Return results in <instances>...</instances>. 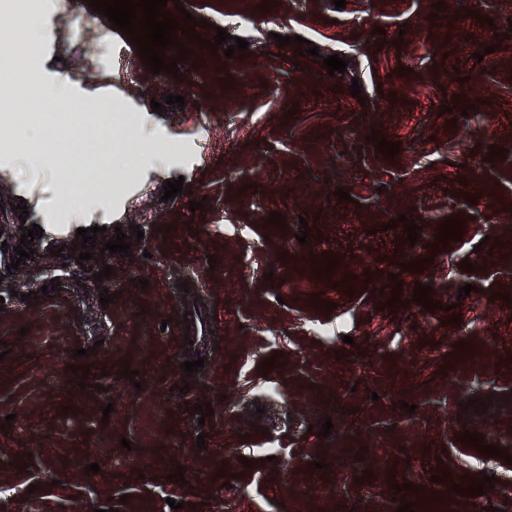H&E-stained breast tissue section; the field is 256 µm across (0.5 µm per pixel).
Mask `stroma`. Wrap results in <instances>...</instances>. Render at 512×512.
<instances>
[{
  "label": "stroma",
  "mask_w": 512,
  "mask_h": 512,
  "mask_svg": "<svg viewBox=\"0 0 512 512\" xmlns=\"http://www.w3.org/2000/svg\"><path fill=\"white\" fill-rule=\"evenodd\" d=\"M434 2L181 0L207 20L201 38L221 28L249 46L229 58L186 40L193 55L175 78L151 73L86 0H35L52 33L26 67L45 82L66 76L75 96L102 90L141 147L113 155L114 171H135L119 190L65 210L66 173L22 161L0 127V185L42 202L27 218L43 232L26 265L54 241L73 252L80 228L101 226L99 250L132 224L145 240L97 258L113 270L99 282L69 265L47 296L17 274L0 305V512H173L174 500L180 512H396L395 482L433 512H467L452 484L486 476L496 483L481 507L512 512V465L482 466L458 440L476 432L512 455V0ZM278 34L318 56L277 46ZM333 54L343 76L322 67ZM167 89L184 106L153 110ZM373 132L399 153L376 151ZM493 145L504 153L490 162ZM177 179L182 194L164 199ZM194 199L204 208L189 210ZM273 212L284 224L269 223ZM401 214L421 228L415 244L399 242ZM450 216L463 236L432 253ZM305 221L320 234L302 245ZM316 255L339 258L351 282L304 276ZM419 283L437 309L412 302ZM106 289L116 298L103 305ZM31 291L39 300L22 301ZM276 353L283 365L264 369ZM198 358L204 368L186 377L182 363ZM471 398L492 404L481 414ZM206 403L202 420L193 407ZM181 465L184 484L170 482ZM439 469L449 480L433 482Z\"/></svg>",
  "instance_id": "35a3bbf8"
}]
</instances>
